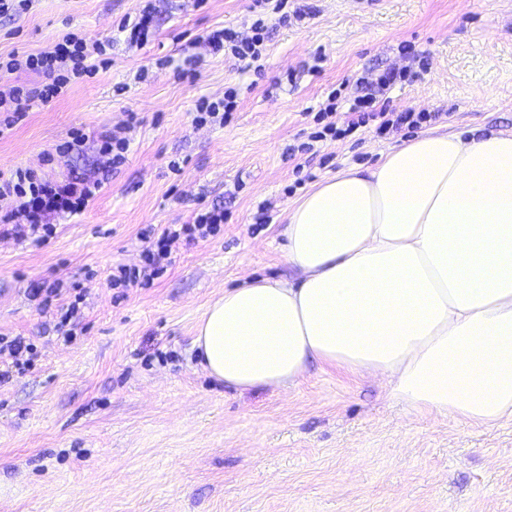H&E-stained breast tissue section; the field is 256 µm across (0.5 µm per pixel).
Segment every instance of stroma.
Returning a JSON list of instances; mask_svg holds the SVG:
<instances>
[{"mask_svg":"<svg viewBox=\"0 0 512 512\" xmlns=\"http://www.w3.org/2000/svg\"><path fill=\"white\" fill-rule=\"evenodd\" d=\"M298 2L310 16L283 25L252 0H153L155 34L139 49L117 28L144 0H35L0 18L2 56L70 32L113 42L107 68L33 103L0 138V171L101 182L46 246L0 235V338L32 347L30 368L0 383V512H512V419L413 411L381 379L326 365L246 392L199 365L194 330L211 300L293 276L288 206L416 135L369 130L302 151L331 91L345 112L358 78L416 69L388 90L392 110L439 113L434 131H512V0ZM259 19L270 37L258 68L211 53L212 30L246 35ZM228 87L231 122L196 125L201 99ZM117 128L129 149L110 173L99 141ZM75 129L82 151L56 156ZM203 203L223 206L219 234L173 248L149 287H108L118 266L141 265L142 228L189 223ZM263 203L267 224L255 219ZM74 281L85 298L65 344L56 323ZM36 283L60 288L50 309L29 301Z\"/></svg>","mask_w":512,"mask_h":512,"instance_id":"stroma-1","label":"stroma"}]
</instances>
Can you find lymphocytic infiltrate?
<instances>
[{
  "label": "lymphocytic infiltrate",
  "mask_w": 512,
  "mask_h": 512,
  "mask_svg": "<svg viewBox=\"0 0 512 512\" xmlns=\"http://www.w3.org/2000/svg\"><path fill=\"white\" fill-rule=\"evenodd\" d=\"M268 39L263 22L251 26L250 35L243 36L231 29L213 32L207 41L213 52L238 61H257L261 58ZM109 40H86L76 34L63 36L52 51L0 56V133L11 129L23 117L31 103L48 102L65 95L75 84L96 74L108 62ZM31 71L42 75L40 84L27 87L11 82L12 74ZM397 78L395 70L382 72L373 88L358 96L350 106L343 125H336L335 104H328L319 112L326 118L324 134L332 138L347 137L359 129L373 127L376 135L408 126L420 127L432 120L429 112L411 109L392 112L384 97ZM98 187L97 182L71 175L63 180L39 176L33 169L16 168L0 172V233L17 238L46 241L53 233L49 219L53 216L76 215L87 207ZM224 222V210L217 206L200 209L192 223L171 224L162 231L146 227L141 233L145 242V262L139 267H120L112 277L116 288L148 287L158 274L163 261L170 255L172 244L194 242L214 233Z\"/></svg>",
  "instance_id": "1"
}]
</instances>
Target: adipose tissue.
Returning a JSON list of instances; mask_svg holds the SVG:
<instances>
[{"mask_svg": "<svg viewBox=\"0 0 512 512\" xmlns=\"http://www.w3.org/2000/svg\"><path fill=\"white\" fill-rule=\"evenodd\" d=\"M281 235L296 278L225 290L196 325L211 377L285 386L316 361L419 412L512 418V131L416 135L324 179Z\"/></svg>", "mask_w": 512, "mask_h": 512, "instance_id": "ef3b65f1", "label": "adipose tissue"}]
</instances>
